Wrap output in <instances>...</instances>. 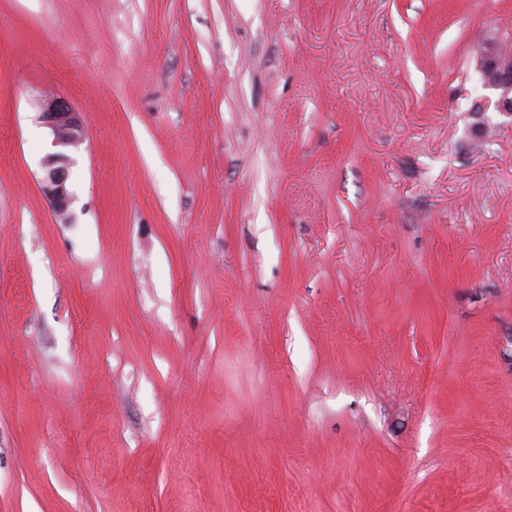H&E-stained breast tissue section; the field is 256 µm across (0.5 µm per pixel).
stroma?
<instances>
[{"label":"stroma","mask_w":512,"mask_h":512,"mask_svg":"<svg viewBox=\"0 0 512 512\" xmlns=\"http://www.w3.org/2000/svg\"><path fill=\"white\" fill-rule=\"evenodd\" d=\"M508 27L0 0V512H512ZM477 69L482 74L484 87L495 91L496 112L512 117V58L503 55L497 44H487L477 56ZM494 73V79L486 78ZM39 119L52 136L54 147L67 148L84 137V128L72 105L63 97L42 100ZM68 164L66 154L57 152L48 156L43 191L59 213L67 210L71 200L68 189Z\"/></svg>","instance_id":"1"}]
</instances>
